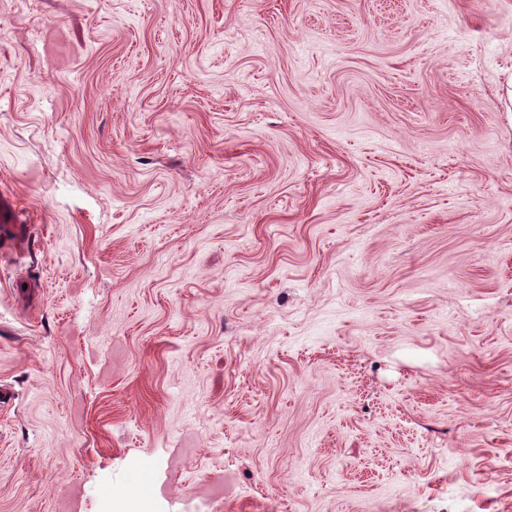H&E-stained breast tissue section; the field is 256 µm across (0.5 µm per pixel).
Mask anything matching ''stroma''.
Instances as JSON below:
<instances>
[{"instance_id":"1","label":"stroma","mask_w":512,"mask_h":512,"mask_svg":"<svg viewBox=\"0 0 512 512\" xmlns=\"http://www.w3.org/2000/svg\"><path fill=\"white\" fill-rule=\"evenodd\" d=\"M0 512H512V0H0ZM27 246V234L21 224L0 225V254L7 249L10 254H19Z\"/></svg>"}]
</instances>
